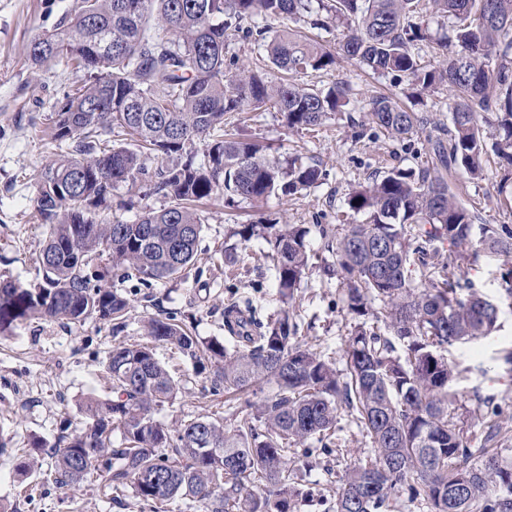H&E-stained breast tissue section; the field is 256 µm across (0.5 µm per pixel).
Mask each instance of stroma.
<instances>
[{
    "label": "stroma",
    "mask_w": 512,
    "mask_h": 512,
    "mask_svg": "<svg viewBox=\"0 0 512 512\" xmlns=\"http://www.w3.org/2000/svg\"><path fill=\"white\" fill-rule=\"evenodd\" d=\"M76 5L77 0H0V272L26 285L37 280L35 261L45 239L33 208L37 181L49 156L62 150L51 136L54 112L68 93L89 79L87 71L62 64L33 67L28 44L34 35L54 30L73 15ZM311 81L320 87L349 83L353 98L347 114L296 132L288 130L278 112H246L240 127L243 135L281 155L297 153L318 164L323 173L319 186L299 197L273 196L261 203L213 195L201 208L199 263L189 277L146 286L133 277L113 276V289L130 303L127 326L120 333L96 320L67 324L42 319L19 321L0 333V437L10 441L8 452L0 454V505L6 512H151L132 492L114 498L97 477L76 490L59 487L50 471L54 444L64 422L79 419L87 396L111 398L107 355L113 347L142 341L146 318L173 317L185 322L193 335L209 339L223 337L224 308L233 298L249 297L260 318L277 314L281 303L267 267V245L234 236L235 225L311 227V267L295 294L297 336L344 370L355 320L341 301L338 280L322 271L332 256L316 227L359 223V216L344 205L352 186L394 167H420L429 139L449 123L453 92L441 85L413 99L406 77L377 75L345 58L334 71L315 74ZM380 94L404 100L425 117L417 134L396 140L373 127L369 102ZM500 175L493 160L482 181L469 182L459 172L448 182L459 199L475 209L479 223L512 226V190L499 192ZM166 204L162 196L120 183L105 215L130 222ZM228 251L234 253V263L225 262ZM505 262L504 256L493 255L475 265L463 259L459 265L478 291L494 297ZM499 323L492 338L449 347L446 355L463 370L454 384L463 425L474 430L486 418L475 396L492 400L503 408L502 445L512 448V386L505 384L500 367L501 356L512 349V312L503 313ZM154 351L179 385L176 398L156 411L157 420L174 430L201 415L227 424L246 416L245 403L229 407L223 388L213 385L207 373H196L173 345L158 343ZM373 454L371 439L345 418L330 441L312 438L296 447L290 463L314 495L299 500L295 512H327L337 474ZM307 458L312 467H304Z\"/></svg>",
    "instance_id": "1"
}]
</instances>
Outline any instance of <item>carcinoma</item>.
Here are the masks:
<instances>
[{"label": "carcinoma", "mask_w": 512, "mask_h": 512, "mask_svg": "<svg viewBox=\"0 0 512 512\" xmlns=\"http://www.w3.org/2000/svg\"><path fill=\"white\" fill-rule=\"evenodd\" d=\"M421 0H81L70 21L35 35L34 65L66 60L91 80L66 96L53 138L68 151L41 174L34 206L46 228L37 257L43 282L25 286L0 274V332L19 319L120 328L127 300L112 290V272L133 269L140 279L180 278L197 261L203 230L195 203L217 191L251 201L295 195L319 183L317 164L286 161L261 144L235 137L224 121L237 112L273 108L290 130L319 126L345 112L351 93L343 82L322 88L298 82L332 71L341 55L374 73H398L420 92L448 85L455 92L446 136L429 139L427 166L393 168L349 190L348 211L364 216L334 233L322 230L335 258L347 311L380 319L377 332L361 322L340 373L312 347L296 340L297 323L282 310L264 325L250 304L224 309V340L202 341L169 318L145 324L153 342L176 345L196 369L211 367L224 392L245 394L269 385L272 393L227 426L209 416L180 424L176 434L154 417L175 397L176 384L148 344L121 345L108 354L114 397L87 400L83 420L62 432L53 453L55 482L76 487L102 472L112 493L132 490L169 512L178 498L200 512H292L313 491L288 468V445L329 440L345 411L372 440L375 456L347 467L336 480L330 512H382L399 489L427 512H512V457L494 447L500 429L481 433L458 424L459 375L443 351L487 339L504 309L512 310V271L504 292L490 298L473 289L451 248L468 261L512 254V229L474 224L476 215L448 183V172L484 177V126L496 131L497 154L512 164V0H430L452 20L438 64L421 66L414 43L425 32L414 22ZM315 27L346 25L329 49L296 29L268 34L244 22L297 20L312 11ZM112 50L97 46L104 32ZM256 36L266 59L290 80L230 74L229 44ZM163 83L166 91L154 93ZM372 122L390 138L418 132L424 118L389 96L371 101ZM120 131L135 147H112ZM206 142L204 160L188 146ZM160 161L152 167L150 163ZM117 183L144 186L168 199L159 211L132 222H110L100 208ZM234 234L271 247L270 270L284 299H292L309 263L303 224H245ZM450 247L443 259V246ZM419 272L417 283L408 269ZM120 429L121 445L111 435Z\"/></svg>", "instance_id": "obj_1"}]
</instances>
